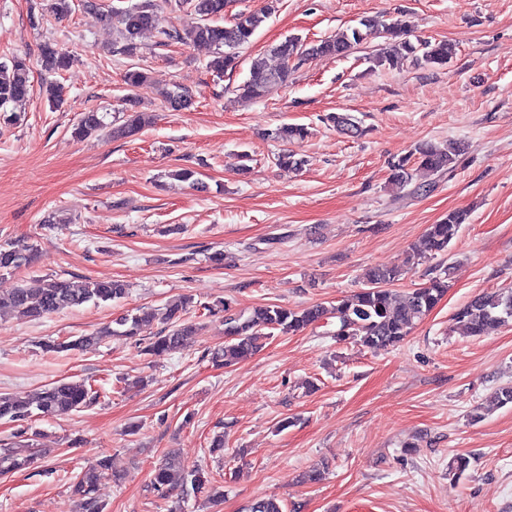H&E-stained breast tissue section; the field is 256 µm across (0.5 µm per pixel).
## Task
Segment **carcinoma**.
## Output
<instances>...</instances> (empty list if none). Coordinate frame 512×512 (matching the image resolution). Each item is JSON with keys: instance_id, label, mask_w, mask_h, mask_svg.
Returning a JSON list of instances; mask_svg holds the SVG:
<instances>
[{"instance_id": "carcinoma-1", "label": "carcinoma", "mask_w": 512, "mask_h": 512, "mask_svg": "<svg viewBox=\"0 0 512 512\" xmlns=\"http://www.w3.org/2000/svg\"><path fill=\"white\" fill-rule=\"evenodd\" d=\"M179 11L191 17L192 22L181 27L163 24L162 5L157 0H140V3L113 11L119 24L122 51L128 54L137 49V39L147 29L160 37V43L184 45L206 44L214 48L215 55L207 64L211 71L222 74L237 66V49L249 43L257 30L271 14V7L260 11H239L226 16L225 0H175ZM225 23H219V20ZM411 24L406 20L386 23L377 17H367L360 26L349 29L331 39L315 44L305 42L299 35H291L273 46L270 53L278 64L270 66L260 59L255 61L248 78L238 86L240 96L257 100L265 95L268 87L287 83L300 62L309 57H343L350 50L369 38L385 40L384 51L373 59L377 67L398 68L410 60L418 65L440 68L448 65L456 53L455 45L447 40L411 41ZM41 62L45 71L60 74L68 70L71 54L52 42L41 46ZM149 79L147 70L132 67L123 75L128 88H135ZM30 68L26 59L12 56L0 61V114L7 123L15 122L16 106L30 93ZM164 107L171 112L190 108L194 99L189 90L180 84L163 93ZM127 117L120 128L121 135H138L149 123V117L139 111L132 98L124 100ZM106 114L95 110L84 112L72 128L73 135L85 139L107 128ZM336 129L350 136L362 135V130L342 114L329 116ZM307 135L301 125H283L272 132L275 139L291 141ZM464 152L459 142L443 145L425 142L414 152L391 163L389 183L403 190L413 181V171L441 175L452 171ZM467 220L464 211H452L440 223L432 224L426 234L429 251H444L457 236L459 227ZM34 247L17 242L0 245V272H12L28 266ZM401 269L397 266L371 267L363 274L364 287L336 301L328 308L314 304L303 309L279 305L260 307L250 314L234 312L230 306L224 311V347L214 353L213 360L228 366L256 351L261 341L278 330L290 333L319 324L333 317L336 319L334 336L339 342H348L370 352L386 351L401 342L415 326L439 303L447 292L446 278L435 276L426 283L395 294L388 286L399 280ZM126 286L119 281L98 282L77 277L51 278L38 288L19 286L7 294L0 293V309L8 308L26 321H40L68 308L87 303L101 304L122 299ZM191 298L183 297L167 308L169 326L149 339L145 351L149 354L186 346L198 335V327L183 318ZM155 319V312L145 307L126 311L100 330L81 335L74 340L48 344L46 348L61 351H88L95 348L102 337H134L143 326ZM452 320L463 329L466 336H484L512 322V288H501L475 295L453 314ZM97 395L86 384L74 381H56L37 397L0 395V420L28 422L33 415H67L80 411L96 402ZM34 462L29 445L5 448L0 452V474L19 470ZM101 472L89 470L78 474L72 482V493L77 497L76 512H104V504L97 491ZM192 488L200 493L209 487V480L200 470L181 468L175 455L168 456L164 464L155 468L151 489L159 500H168L176 491ZM249 512H284L282 500L262 498L254 501Z\"/></svg>"}]
</instances>
